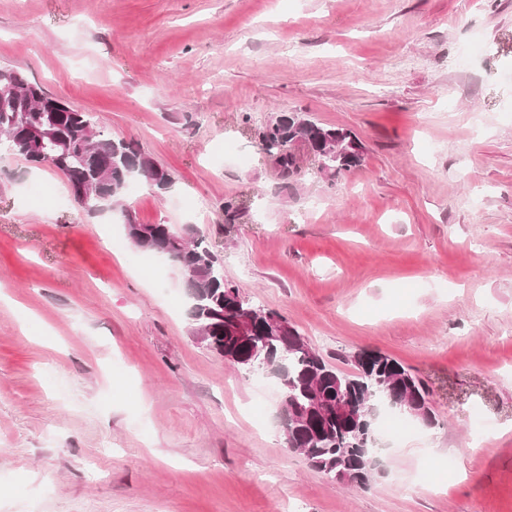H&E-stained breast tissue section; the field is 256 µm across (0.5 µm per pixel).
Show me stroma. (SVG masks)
Returning a JSON list of instances; mask_svg holds the SVG:
<instances>
[{"instance_id": "stroma-1", "label": "stroma", "mask_w": 512, "mask_h": 512, "mask_svg": "<svg viewBox=\"0 0 512 512\" xmlns=\"http://www.w3.org/2000/svg\"><path fill=\"white\" fill-rule=\"evenodd\" d=\"M0 67L173 176L90 214L0 155V512H512V0H0ZM279 112L362 164L282 187ZM128 219L193 226L332 366L397 359L436 423L367 488L311 469Z\"/></svg>"}]
</instances>
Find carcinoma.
<instances>
[{
    "label": "carcinoma",
    "mask_w": 512,
    "mask_h": 512,
    "mask_svg": "<svg viewBox=\"0 0 512 512\" xmlns=\"http://www.w3.org/2000/svg\"><path fill=\"white\" fill-rule=\"evenodd\" d=\"M260 148L290 181L300 174L293 145L314 147L312 162L329 179L361 165L363 146L350 131L319 125L282 112L259 133ZM7 149L33 165L48 163L68 179L74 199L89 213L101 212L119 199L134 176L157 192L172 183L170 172L133 143L114 140L67 102L47 95L20 71L0 68V150ZM128 243L139 253L164 257L181 269L192 301V331L207 336L209 350L231 362L251 351L267 349L270 376L278 397L306 406L323 401L312 425H298L281 415L286 447L301 452L308 465L337 481L365 488L376 466L374 421L379 411L401 412L408 399L411 419L433 425L436 414L423 382L398 360L374 350L353 356L354 373L330 365L286 318L249 305L224 280V268L201 239L185 237L167 224L126 222Z\"/></svg>",
    "instance_id": "1"
}]
</instances>
